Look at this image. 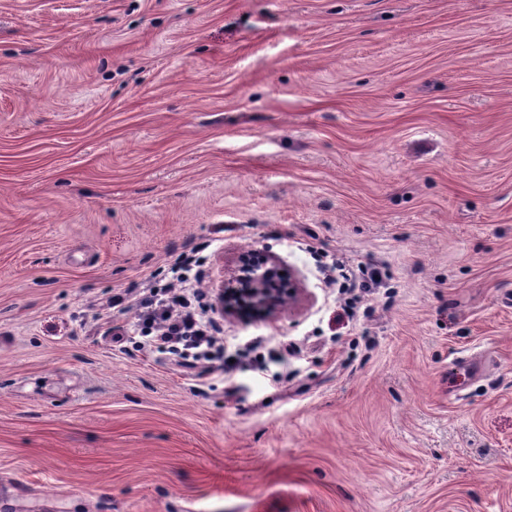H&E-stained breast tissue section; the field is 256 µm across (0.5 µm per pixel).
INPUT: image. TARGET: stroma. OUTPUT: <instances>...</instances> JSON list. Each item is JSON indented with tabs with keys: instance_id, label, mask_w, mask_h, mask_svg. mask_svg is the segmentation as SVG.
<instances>
[{
	"instance_id": "stroma-1",
	"label": "stroma",
	"mask_w": 512,
	"mask_h": 512,
	"mask_svg": "<svg viewBox=\"0 0 512 512\" xmlns=\"http://www.w3.org/2000/svg\"><path fill=\"white\" fill-rule=\"evenodd\" d=\"M0 512H512V0H0ZM297 285L280 275L272 259L256 260L243 255L238 269L224 280L218 294L219 311L232 315L243 311L274 313L287 301L295 300ZM191 264V258L179 260L174 268L176 282L155 281L150 299L142 306L146 310L140 314L145 343L167 350L189 369L222 355L221 338L215 335L217 329L206 319L200 302L203 294L194 292L191 299L182 286L188 280L185 273L191 270Z\"/></svg>"
}]
</instances>
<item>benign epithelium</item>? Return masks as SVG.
<instances>
[{
    "instance_id": "obj_1",
    "label": "benign epithelium",
    "mask_w": 512,
    "mask_h": 512,
    "mask_svg": "<svg viewBox=\"0 0 512 512\" xmlns=\"http://www.w3.org/2000/svg\"><path fill=\"white\" fill-rule=\"evenodd\" d=\"M296 283L285 280L272 259L256 260L246 254L238 269L224 280L218 294L219 311L232 315L243 311L274 313L295 300Z\"/></svg>"
}]
</instances>
